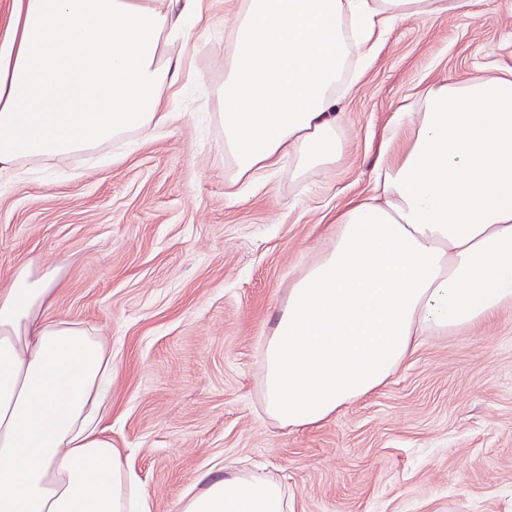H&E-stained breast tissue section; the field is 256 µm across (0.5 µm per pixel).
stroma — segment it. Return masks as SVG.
Instances as JSON below:
<instances>
[{"label":"stroma","instance_id":"1","mask_svg":"<svg viewBox=\"0 0 512 512\" xmlns=\"http://www.w3.org/2000/svg\"><path fill=\"white\" fill-rule=\"evenodd\" d=\"M239 0H208L177 119L147 139L0 175V288L54 272L53 313L112 347L107 426L174 512L213 465L263 467L288 512H512V310L427 339L379 391L321 426L263 410L261 350L288 288L369 194L399 112L429 86L512 73V0H472L374 40L336 91L344 147L314 174L282 166L228 200L218 91Z\"/></svg>","mask_w":512,"mask_h":512}]
</instances>
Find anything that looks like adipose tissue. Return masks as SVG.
<instances>
[{
  "label": "adipose tissue",
  "instance_id": "obj_1",
  "mask_svg": "<svg viewBox=\"0 0 512 512\" xmlns=\"http://www.w3.org/2000/svg\"><path fill=\"white\" fill-rule=\"evenodd\" d=\"M471 0H241L221 90L229 186L342 152L332 90L380 28ZM205 0H12L0 20V173L61 162L167 120L187 22ZM288 289L263 351L264 410L328 421L384 386L428 336L512 309V79L429 88ZM58 282L23 267L0 288V512H152L103 425L112 349L52 314ZM177 512H288L260 471L219 468Z\"/></svg>",
  "mask_w": 512,
  "mask_h": 512
}]
</instances>
